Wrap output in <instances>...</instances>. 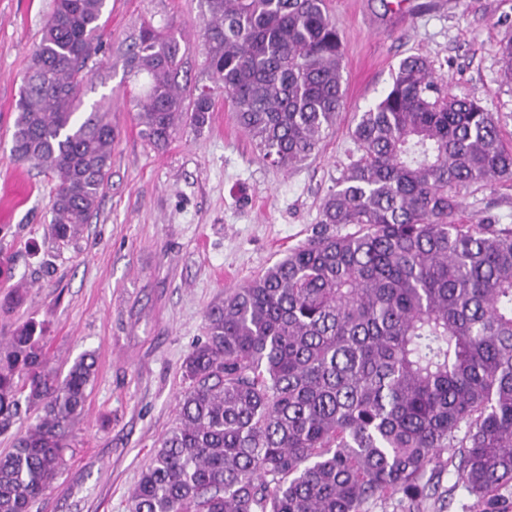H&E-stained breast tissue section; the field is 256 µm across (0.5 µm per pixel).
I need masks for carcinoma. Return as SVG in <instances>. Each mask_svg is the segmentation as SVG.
Instances as JSON below:
<instances>
[{"label":"carcinoma","mask_w":512,"mask_h":512,"mask_svg":"<svg viewBox=\"0 0 512 512\" xmlns=\"http://www.w3.org/2000/svg\"><path fill=\"white\" fill-rule=\"evenodd\" d=\"M204 3L212 85L186 84L164 26L142 23L126 48L142 137L165 149L225 94L263 159L288 169L317 154L344 104L328 0ZM105 7L54 0L17 102L11 152L57 179L62 242L89 223L111 168L107 108L80 111ZM501 55L511 83L512 35ZM351 137L359 157L323 198L316 234L207 311L178 425L128 512H420L447 467L488 512L512 499V228L460 221L463 191L512 181L499 116L411 55ZM95 364L85 352L60 379L36 324L0 338V432L21 405L37 410L0 455V512H29L58 478Z\"/></svg>","instance_id":"1"}]
</instances>
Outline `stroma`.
Masks as SVG:
<instances>
[{"mask_svg": "<svg viewBox=\"0 0 512 512\" xmlns=\"http://www.w3.org/2000/svg\"><path fill=\"white\" fill-rule=\"evenodd\" d=\"M53 0H0V195L9 176L30 188L25 203L0 213V336L32 321L44 329L53 366L66 374L94 352L66 465L30 512H127L128 499L159 439L177 424L182 363L206 336L205 313L281 260L317 230L319 204L357 159L349 131L388 90L406 56L418 54L456 95L501 118L512 143V85L499 47L512 33V0H330L344 54L345 103L319 154L290 171L266 164L218 99L202 130L184 128L162 151L140 135L132 105L113 97L123 53L141 23L171 29L189 76L208 83L202 0H107L109 50L91 61L93 103L109 96L117 132L100 206L79 237L52 238L56 180L12 157L15 105L26 66ZM467 217L512 226V182L467 192ZM421 512H481L454 472L439 476Z\"/></svg>", "mask_w": 512, "mask_h": 512, "instance_id": "stroma-1", "label": "stroma"}]
</instances>
